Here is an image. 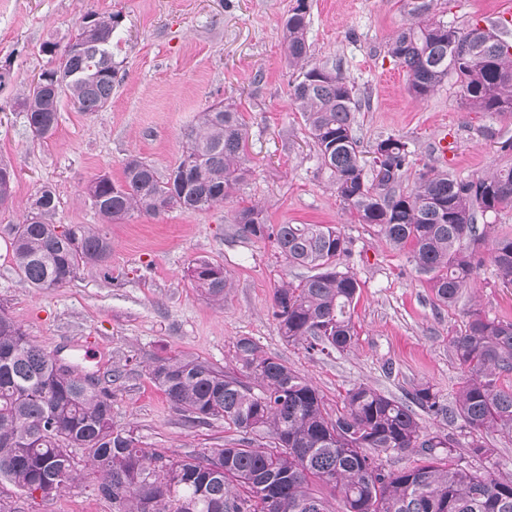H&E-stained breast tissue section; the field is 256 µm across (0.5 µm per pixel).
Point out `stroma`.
<instances>
[{
    "label": "stroma",
    "instance_id": "obj_1",
    "mask_svg": "<svg viewBox=\"0 0 512 512\" xmlns=\"http://www.w3.org/2000/svg\"><path fill=\"white\" fill-rule=\"evenodd\" d=\"M503 0H438L437 16L463 30L496 18ZM307 39L316 62L339 64L365 103L356 114L362 148L396 136L407 141L415 168L431 166L463 177L512 164L500 144L512 138V115L469 110L455 81L425 99L408 89L404 69L387 43L405 23L399 0H308ZM296 0H0V64L11 73L0 87V160L17 172L12 202L0 208V307L63 363L110 385L112 418L133 428L145 447L199 454L225 439L223 423L192 426L172 409L150 378V368L175 355L231 366L238 337L283 359L322 393L328 408L364 383L400 398L428 383L456 401L464 373L449 341L463 330L466 312L512 320V288L479 270L473 290L453 307L440 305L407 251L340 205L317 169L315 151L290 95L297 73L286 59L282 26ZM89 11L121 13L112 40L124 79L100 112L61 107L53 136L32 141L16 96L47 68L46 40L66 43ZM236 104L248 130L249 173L224 205L187 214L140 216L106 225L112 253L60 288L38 290L12 262L11 231L28 197L41 186L56 193L59 225L94 224L85 198L100 174L122 177L132 155L167 175L179 162L183 136L213 103ZM454 140L447 159L434 142ZM258 205L272 224H335L352 241L342 260L361 283L353 311V348L329 357L308 354L281 336L273 296L284 280L306 276L288 265L273 241L246 235L235 222ZM199 259L223 264L232 282L223 304L193 288L188 269ZM120 370L109 383L112 370ZM85 485L29 502L8 485L0 497L18 512H112L109 500Z\"/></svg>",
    "mask_w": 512,
    "mask_h": 512
}]
</instances>
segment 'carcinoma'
<instances>
[{
  "mask_svg": "<svg viewBox=\"0 0 512 512\" xmlns=\"http://www.w3.org/2000/svg\"><path fill=\"white\" fill-rule=\"evenodd\" d=\"M407 22L387 52L406 70L413 94L425 98L452 77L465 105L476 112L512 114V43L494 24L459 31L436 18L437 0H401ZM122 15L94 13L80 21L73 49L55 58L18 96L33 140L51 137L68 100L83 112L112 101L121 63L112 38ZM306 0H297L284 22L288 66L298 70L291 95L337 198L359 224L397 249L430 283L435 299L457 304L473 276L489 262L495 278L512 287V235L478 220L512 209V165L477 178L434 168L404 185L412 152L400 137L371 146L363 158L355 129L361 108L340 65L312 62L306 39ZM247 130L232 105H211L186 133L181 166L160 176L147 160L126 159L119 181L103 174L86 188L92 209L107 224L135 214L171 210L194 213L224 204L245 179ZM375 173L367 178L366 164ZM16 174L0 162V207L13 198ZM59 200L48 186L30 198L11 238L14 265L32 288H60L86 266L103 265L112 242L87 224L56 223ZM243 232L274 241L279 254L309 275L274 293L273 317L286 341L311 355L343 353L356 336L351 310L361 284L340 266L351 241L331 224H269L263 210L240 209ZM191 284L221 304L232 283L224 266L198 260ZM450 346L466 377L455 405L421 384L402 398L364 384L348 389L340 408L327 409L311 381L281 358L263 352L249 336L233 346L234 367L173 356L150 369L152 382L191 424L224 422L235 437L199 455L146 449L134 431L112 419V393L36 344L0 309V485L26 498L32 488L59 494L76 487L89 469L92 490L112 502V512H512V473L486 469L493 449L478 435H512V321L467 312L464 330ZM475 434L462 447L449 434L428 431L418 412ZM414 452L418 463L400 470L388 458Z\"/></svg>",
  "mask_w": 512,
  "mask_h": 512,
  "instance_id": "cac0c4a2",
  "label": "carcinoma"
}]
</instances>
